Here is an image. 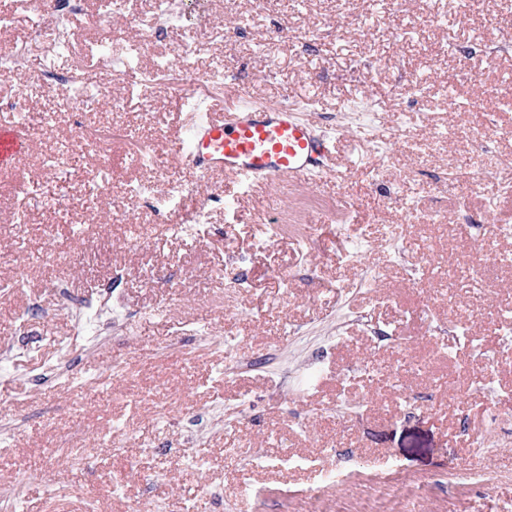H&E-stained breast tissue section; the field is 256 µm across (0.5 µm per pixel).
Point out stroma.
<instances>
[{"instance_id":"stroma-1","label":"stroma","mask_w":512,"mask_h":512,"mask_svg":"<svg viewBox=\"0 0 512 512\" xmlns=\"http://www.w3.org/2000/svg\"><path fill=\"white\" fill-rule=\"evenodd\" d=\"M155 0H129L115 15L109 0H84L77 37L51 57L61 72L88 62L89 46L107 55L99 80L114 95L146 85L148 98L117 112H88L44 90L26 107L0 111V123L47 113L28 128L29 149L0 169V340L24 335L0 375V489L21 487L20 512H310L309 492L331 512H357L375 476L415 493V512H512V443L476 458L472 439L491 435L482 400L466 392L478 367L445 334L404 320L403 308L429 306L436 319L465 316L498 359L497 381L512 392V354L499 346V312L512 311V236L474 239L473 225L512 221V194L490 179L512 160V107L500 88L512 51L465 52L475 34L487 45L512 38V11L501 0H211L159 37L135 17ZM0 55L26 43L23 69L0 70V93L36 82L46 39L18 0H0ZM147 43L134 82L113 73L130 44ZM175 56L182 70L244 86L252 100L306 109L336 137L343 184L258 186L227 209L226 177L202 178L173 155L187 114L172 77L153 59ZM413 76L423 92L398 94ZM496 127L491 151L471 135ZM402 127L397 147L384 131ZM107 132L96 152L87 128ZM168 151L164 168L136 162L143 143ZM69 144L81 166L111 181L96 207L77 182L61 183L42 159ZM487 172L483 186L449 182L460 162ZM149 187L131 201L126 187ZM56 193L45 209L40 196ZM25 211L27 224L17 222ZM203 223H192L195 211ZM419 221L406 220L408 211ZM345 213L347 234L332 220ZM410 223L401 260L389 256L393 226ZM55 225L46 233V225ZM494 257L481 290L471 286L473 252ZM290 273L282 281V273ZM243 287H233L235 279ZM63 283L86 297L112 292V312L95 335L79 329L74 308L54 291ZM26 331L18 314L30 301ZM394 326L403 349L368 335L357 314ZM341 335L337 350L325 339ZM321 362L319 384L295 390L286 370ZM405 361L399 386L387 374ZM420 395L404 418L399 390ZM364 398L362 413L341 416ZM352 452L355 473L328 485L326 473ZM311 458L281 464L283 454ZM467 468L474 481L452 484Z\"/></svg>"}]
</instances>
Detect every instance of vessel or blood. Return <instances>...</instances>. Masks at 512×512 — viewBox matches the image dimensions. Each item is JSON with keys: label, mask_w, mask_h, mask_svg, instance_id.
Wrapping results in <instances>:
<instances>
[{"label": "vessel or blood", "mask_w": 512, "mask_h": 512, "mask_svg": "<svg viewBox=\"0 0 512 512\" xmlns=\"http://www.w3.org/2000/svg\"><path fill=\"white\" fill-rule=\"evenodd\" d=\"M230 110L210 104L183 127L174 144L187 168L202 176L232 179L237 190L302 182L328 171L336 152L333 136L288 105H262L237 90ZM29 148L17 124H0V166H11Z\"/></svg>", "instance_id": "b4317fda"}]
</instances>
